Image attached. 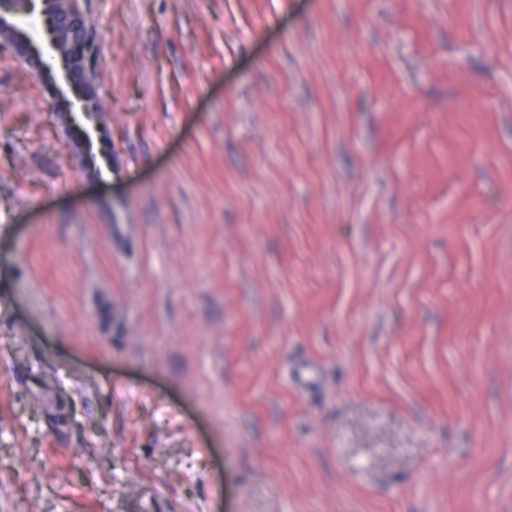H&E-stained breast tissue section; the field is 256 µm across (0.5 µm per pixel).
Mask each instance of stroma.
<instances>
[{"mask_svg": "<svg viewBox=\"0 0 512 512\" xmlns=\"http://www.w3.org/2000/svg\"><path fill=\"white\" fill-rule=\"evenodd\" d=\"M86 7L99 172L0 51V512H512V0Z\"/></svg>", "mask_w": 512, "mask_h": 512, "instance_id": "1", "label": "stroma"}]
</instances>
